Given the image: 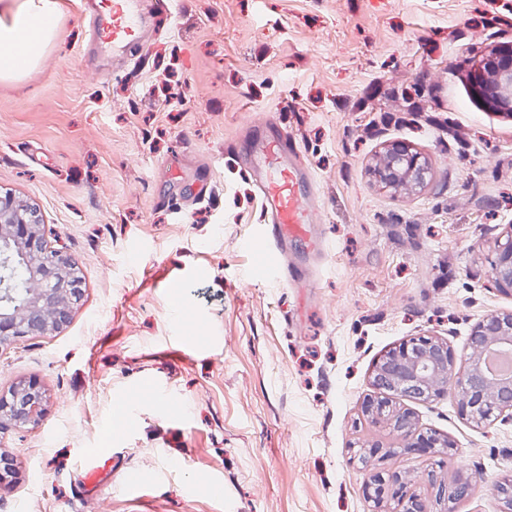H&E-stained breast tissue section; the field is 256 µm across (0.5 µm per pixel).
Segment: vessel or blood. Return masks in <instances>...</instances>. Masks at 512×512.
<instances>
[{
  "instance_id": "b4317fda",
  "label": "vessel or blood",
  "mask_w": 512,
  "mask_h": 512,
  "mask_svg": "<svg viewBox=\"0 0 512 512\" xmlns=\"http://www.w3.org/2000/svg\"><path fill=\"white\" fill-rule=\"evenodd\" d=\"M91 2V24L99 43L122 54L141 44L146 32L141 26L140 0ZM261 126L272 130L273 135L254 141L244 161L261 198L264 216L261 230L253 234L249 244L258 257L255 274L276 283L287 281L290 275L285 257L289 239H311L321 217L313 178L300 160L296 140L278 130L274 116H267Z\"/></svg>"
}]
</instances>
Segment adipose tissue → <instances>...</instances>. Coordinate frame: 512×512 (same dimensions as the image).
Instances as JSON below:
<instances>
[{"label": "adipose tissue", "mask_w": 512, "mask_h": 512, "mask_svg": "<svg viewBox=\"0 0 512 512\" xmlns=\"http://www.w3.org/2000/svg\"><path fill=\"white\" fill-rule=\"evenodd\" d=\"M0 19V79H17L44 61L59 37L48 0H13Z\"/></svg>", "instance_id": "adipose-tissue-1"}]
</instances>
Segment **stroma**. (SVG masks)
<instances>
[{"label": "stroma", "instance_id": "stroma-1", "mask_svg": "<svg viewBox=\"0 0 512 512\" xmlns=\"http://www.w3.org/2000/svg\"><path fill=\"white\" fill-rule=\"evenodd\" d=\"M76 2L59 0L46 62L0 80V193L35 206L84 277L66 328L0 351V389L34 377L51 397L6 442L20 478L0 512H371L348 445L376 361L424 333L467 359L472 327L512 310L490 267L512 232V116L486 111L461 69L512 41V0H174L100 83L87 70L111 68L112 49L87 55ZM264 112L295 137L325 218L321 249L289 240L299 277L284 285L251 275L261 202L224 152ZM393 141L429 158L425 191L370 181ZM205 180V201L169 206ZM183 309L210 340L188 359ZM158 385L177 413L128 404ZM415 410L483 476L454 512H500L512 422L473 427L449 397ZM97 455L109 478L91 492L78 474Z\"/></svg>", "mask_w": 512, "mask_h": 512}]
</instances>
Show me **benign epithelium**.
<instances>
[{"mask_svg":"<svg viewBox=\"0 0 512 512\" xmlns=\"http://www.w3.org/2000/svg\"><path fill=\"white\" fill-rule=\"evenodd\" d=\"M466 77L473 96L491 112L512 116V43H504L471 57ZM429 161L402 141L388 144L368 166L372 181L393 196L417 194L427 185ZM0 350L29 336L52 337L70 321L81 301L83 276L74 260L51 246L46 225L35 208L10 194H0ZM20 263L31 279L47 287L39 293L20 295L7 287V271ZM494 283L512 288V233L497 244L490 263ZM502 343L512 345V311L493 310L474 327L470 336L469 365L457 363L448 341L433 335L414 337L387 350L371 372L374 392L358 408L361 436L350 444L368 455L387 457L395 448L419 455L444 457L455 450V442L433 428L419 426L416 412L396 397L429 403L453 388L457 409L466 420L481 427L493 419L512 420V382L504 384L478 373L483 351ZM49 397L34 379H20L0 392V461L14 460L6 449L7 436L42 424ZM469 485L479 476L466 478L431 469L426 494H415L411 473L378 472L365 490L373 512H432L450 501L461 499L462 480Z\"/></svg>","mask_w":512,"mask_h":512,"instance_id":"benign-epithelium-1","label":"benign epithelium"}]
</instances>
